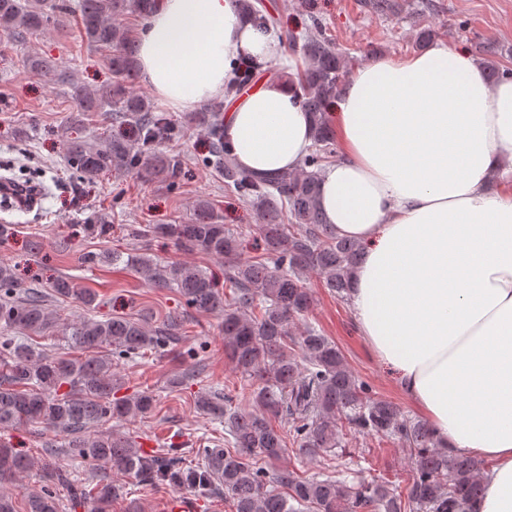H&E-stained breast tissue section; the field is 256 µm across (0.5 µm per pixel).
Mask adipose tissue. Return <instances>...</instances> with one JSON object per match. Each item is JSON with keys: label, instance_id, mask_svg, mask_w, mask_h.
I'll list each match as a JSON object with an SVG mask.
<instances>
[{"label": "adipose tissue", "instance_id": "ef3b65f1", "mask_svg": "<svg viewBox=\"0 0 512 512\" xmlns=\"http://www.w3.org/2000/svg\"><path fill=\"white\" fill-rule=\"evenodd\" d=\"M234 0H156L138 37L143 81L176 112L226 99L238 166L300 168L311 120L294 85L233 97L241 63L280 57ZM340 156L321 176L325 220L363 255L348 300L398 389L454 455L490 462L462 512H512V79L489 83L465 50L439 42L360 67L330 107Z\"/></svg>", "mask_w": 512, "mask_h": 512}]
</instances>
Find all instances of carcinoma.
<instances>
[{
    "instance_id": "cac0c4a2",
    "label": "carcinoma",
    "mask_w": 512,
    "mask_h": 512,
    "mask_svg": "<svg viewBox=\"0 0 512 512\" xmlns=\"http://www.w3.org/2000/svg\"><path fill=\"white\" fill-rule=\"evenodd\" d=\"M256 26L271 20L260 0H236ZM155 0H78L81 30L87 42L108 52L115 81L96 92L73 87L83 112H103L135 128L137 142L121 137L98 146L71 138L64 143L67 165L79 174L127 170L146 179L175 182L185 162L163 154L157 145L178 140L192 126L207 131L211 157L204 160L224 175L239 197L254 206L255 225L263 253L241 258L243 231L218 223L208 202L196 203L186 224H157L142 230L174 239L186 250L202 249L224 258L222 292L215 280L197 267L158 262L146 254L127 264L157 288H175L186 304L200 312L224 316V352L235 363L250 391L239 395L199 393L195 408L224 424V447L203 449L204 464L192 466L182 457L148 452L126 433L92 436L89 429L109 420L144 417L155 407L150 394L117 396L121 381L112 374L108 349L133 361L173 342L180 322L173 317L158 327L122 316L105 320L84 318L69 325L68 345L85 357L43 356L33 337L53 335L56 320L39 290L18 281L11 265L0 261V328L17 336H0V430L24 424L46 425L69 437L72 462H105L124 477L144 485H167L198 495L224 492L234 512H453L460 501L481 491L477 463L450 455L439 447L433 429L404 414L394 404L371 396L369 385L349 367L336 343L314 326L304 324L298 336L291 327L302 321L312 295L301 284L308 270L317 271L326 287L344 299L359 261V243L341 238L323 220L320 177L323 164L336 157L337 147L328 119L346 72L342 55L322 34L318 21L298 37L280 33L290 45L302 40V69L287 78L296 86L303 111L313 123L314 146L299 171L263 179L242 171L224 139L220 106H205L183 123L154 110L148 99L133 92L137 79L138 45L119 20L128 14L149 16ZM67 9L62 0H0V33L14 40L48 27ZM29 68L52 73L63 85L68 77L58 62L35 56ZM52 292L74 297L87 307L96 294L71 278L51 284ZM355 433L396 440L414 452V468L406 494L386 482L348 478L343 470L302 477L280 464L293 438L298 450L312 458L345 447L343 428ZM30 458L0 442V481L28 472ZM54 482L66 484L72 501H89L91 512H109L124 486L106 478L84 482L58 468ZM60 499L51 488L28 496L23 510L0 494V512H59Z\"/></svg>"
}]
</instances>
